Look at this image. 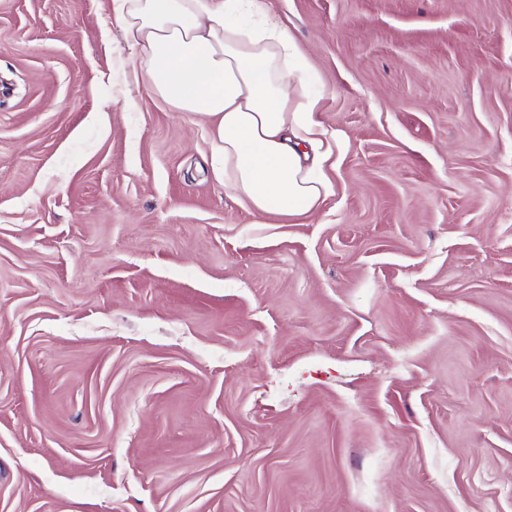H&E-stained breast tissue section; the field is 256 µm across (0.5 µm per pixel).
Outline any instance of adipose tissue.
Masks as SVG:
<instances>
[{"label":"adipose tissue","instance_id":"obj_1","mask_svg":"<svg viewBox=\"0 0 512 512\" xmlns=\"http://www.w3.org/2000/svg\"><path fill=\"white\" fill-rule=\"evenodd\" d=\"M133 62L180 112L213 125L214 173L260 215H304L333 192L318 97L266 0H115Z\"/></svg>","mask_w":512,"mask_h":512}]
</instances>
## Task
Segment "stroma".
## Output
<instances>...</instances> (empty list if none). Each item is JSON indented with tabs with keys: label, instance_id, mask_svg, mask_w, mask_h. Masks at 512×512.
<instances>
[{
	"label": "stroma",
	"instance_id": "1",
	"mask_svg": "<svg viewBox=\"0 0 512 512\" xmlns=\"http://www.w3.org/2000/svg\"><path fill=\"white\" fill-rule=\"evenodd\" d=\"M334 193L260 215L113 0H0V512H512V0H268Z\"/></svg>",
	"mask_w": 512,
	"mask_h": 512
}]
</instances>
